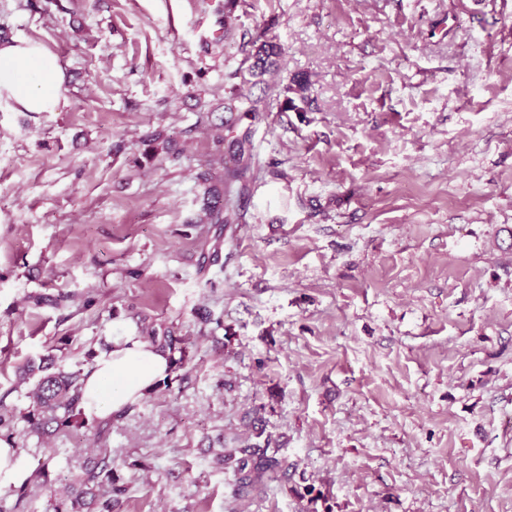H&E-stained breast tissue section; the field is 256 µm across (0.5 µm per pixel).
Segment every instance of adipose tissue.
<instances>
[{
	"label": "adipose tissue",
	"instance_id": "ef3b65f1",
	"mask_svg": "<svg viewBox=\"0 0 512 512\" xmlns=\"http://www.w3.org/2000/svg\"><path fill=\"white\" fill-rule=\"evenodd\" d=\"M64 75L42 43L0 42V101L18 112H55L62 103ZM170 355L135 337L113 340L82 378L86 415L104 418L141 400L165 378Z\"/></svg>",
	"mask_w": 512,
	"mask_h": 512
}]
</instances>
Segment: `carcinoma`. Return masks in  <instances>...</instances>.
I'll return each mask as SVG.
<instances>
[{
	"instance_id": "cac0c4a2",
	"label": "carcinoma",
	"mask_w": 512,
	"mask_h": 512,
	"mask_svg": "<svg viewBox=\"0 0 512 512\" xmlns=\"http://www.w3.org/2000/svg\"><path fill=\"white\" fill-rule=\"evenodd\" d=\"M283 55L282 46L272 39L253 44L249 54L252 63L246 69L234 73L240 79V88L233 92L224 106L226 112H243L256 117L263 111L262 98H254L241 93V88L257 84V79L272 68L279 66ZM244 151L238 150L229 158V165L222 171L209 168L199 175L206 185V200L202 212L207 224H230L232 215L224 211L220 199L224 191H232L233 185L243 175ZM49 366L41 367L45 374L41 376L29 392L31 403L27 411L16 414L0 406V439L14 447H19V439L29 436L42 438L52 429H81L94 424L95 435L101 439L112 425V417L105 419L88 418L81 406L80 380L83 369L74 371L48 372ZM264 437V441L252 442L236 436L224 440V448L214 459L233 472L236 494L247 496L257 489L264 476L286 470L283 460L277 457L282 443L264 435V429L256 430L255 437ZM61 449H50L47 459H37L30 481L49 488L45 512H112V494L122 493L117 486L116 464L112 459V449L95 447L77 478V487L72 491H62L54 487L49 478L48 461L60 456ZM29 484L12 486L6 496L0 498V512H25L32 508L28 500ZM15 497L14 503L6 505V497Z\"/></svg>"
}]
</instances>
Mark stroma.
Masks as SVG:
<instances>
[{"label":"stroma","mask_w":512,"mask_h":512,"mask_svg":"<svg viewBox=\"0 0 512 512\" xmlns=\"http://www.w3.org/2000/svg\"><path fill=\"white\" fill-rule=\"evenodd\" d=\"M56 112L0 103V394L143 328L180 367L113 414V512H512V0H0ZM277 37L259 120L232 73ZM309 99L284 110L283 87ZM245 140L200 223L197 175ZM175 151H168V142ZM217 253L218 262L207 259ZM288 471L214 464L256 422ZM70 484L86 431L46 441ZM244 151L239 149L233 154L221 172H215L209 168L199 175L203 184L207 185L205 195L207 196L202 212L204 221L207 224H232V215L229 211L224 214V183L228 193H231L233 185L243 175L246 165L243 164ZM231 163V165H228ZM219 199L223 200L221 204Z\"/></svg>","instance_id":"obj_1"}]
</instances>
